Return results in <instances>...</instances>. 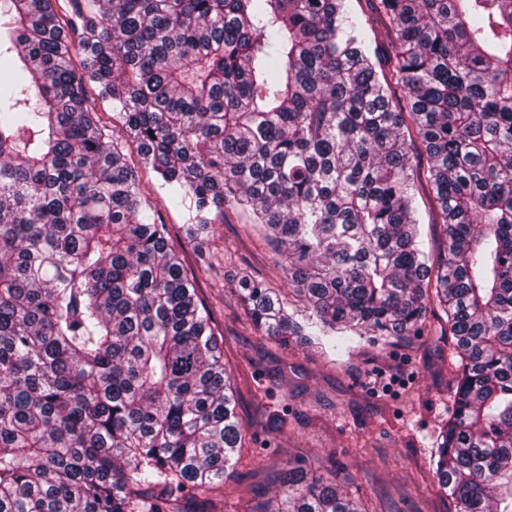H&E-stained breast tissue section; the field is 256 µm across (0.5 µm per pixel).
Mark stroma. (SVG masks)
I'll list each match as a JSON object with an SVG mask.
<instances>
[{"label": "stroma", "mask_w": 512, "mask_h": 512, "mask_svg": "<svg viewBox=\"0 0 512 512\" xmlns=\"http://www.w3.org/2000/svg\"><path fill=\"white\" fill-rule=\"evenodd\" d=\"M137 175L224 335V363L237 391L243 446L211 496L215 512H257L298 466L334 478L361 512H455L432 476L439 432L455 408L459 360L444 319H430L420 336L377 345L358 339L342 351L296 339L280 345L253 327L234 292L245 275L288 287L264 227L229 211L194 248L184 242L189 211L161 207L165 191L155 174L141 167ZM416 205L424 249L438 254L444 235L428 185H420Z\"/></svg>", "instance_id": "stroma-1"}]
</instances>
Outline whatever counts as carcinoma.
I'll return each mask as SVG.
<instances>
[{
  "instance_id": "cac0c4a2",
  "label": "carcinoma",
  "mask_w": 512,
  "mask_h": 512,
  "mask_svg": "<svg viewBox=\"0 0 512 512\" xmlns=\"http://www.w3.org/2000/svg\"><path fill=\"white\" fill-rule=\"evenodd\" d=\"M70 2L0 0V512H187L241 447L137 164L190 243L227 209L265 226L302 304L242 277L266 336H419L435 302L460 364L433 474L456 512H512V0H378L384 66L351 0ZM260 512L361 510L290 469ZM422 184L419 187V194L416 199V205L420 216V232L423 241L424 250L432 255H437L444 247V235L439 224H435L436 204L430 193L429 187L421 178Z\"/></svg>"
}]
</instances>
